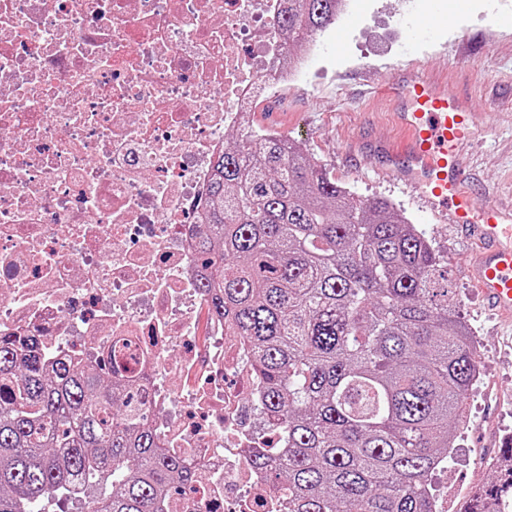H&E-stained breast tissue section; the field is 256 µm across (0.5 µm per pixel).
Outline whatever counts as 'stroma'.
<instances>
[{
	"label": "stroma",
	"mask_w": 512,
	"mask_h": 512,
	"mask_svg": "<svg viewBox=\"0 0 512 512\" xmlns=\"http://www.w3.org/2000/svg\"><path fill=\"white\" fill-rule=\"evenodd\" d=\"M434 11L450 17L448 27L415 32L413 22ZM352 12L358 22L344 40L327 30L325 53L307 80L267 99L253 122L300 142L312 161L359 196L395 203L447 258L460 315L475 336L479 378L467 396L468 426L433 480L437 512H466L473 488L492 475L488 463L501 440L512 438V317L477 288L473 239L381 174L368 148L399 141L400 134L373 91L402 70L447 78L479 117L457 147L476 203H512V0H357Z\"/></svg>",
	"instance_id": "35a3bbf8"
}]
</instances>
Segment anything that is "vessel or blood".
I'll return each instance as SVG.
<instances>
[{"instance_id": "b4317fda", "label": "vessel or blood", "mask_w": 512, "mask_h": 512, "mask_svg": "<svg viewBox=\"0 0 512 512\" xmlns=\"http://www.w3.org/2000/svg\"><path fill=\"white\" fill-rule=\"evenodd\" d=\"M389 96L405 138L396 146L376 144V152L388 159L391 175L478 241L471 274L488 301L511 315L512 211L495 202L475 207L455 151L456 143L474 127V113L454 92L435 88L426 79L396 82Z\"/></svg>"}]
</instances>
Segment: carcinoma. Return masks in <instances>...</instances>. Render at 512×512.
Wrapping results in <instances>:
<instances>
[{"mask_svg": "<svg viewBox=\"0 0 512 512\" xmlns=\"http://www.w3.org/2000/svg\"><path fill=\"white\" fill-rule=\"evenodd\" d=\"M300 50L342 0H281ZM199 288L254 350L272 428L287 448L251 467L288 512H437L429 477L448 463L476 347L431 234L364 199L302 147L247 125L213 162ZM0 336V512H45L84 485L89 512H169L199 478L168 454L137 388ZM467 512H512V447Z\"/></svg>", "mask_w": 512, "mask_h": 512, "instance_id": "cac0c4a2", "label": "carcinoma"}]
</instances>
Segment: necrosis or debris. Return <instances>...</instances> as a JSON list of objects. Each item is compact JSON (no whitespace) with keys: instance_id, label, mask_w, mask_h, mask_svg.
Masks as SVG:
<instances>
[{"instance_id":"4bbe7bcc","label":"necrosis or debris","mask_w":512,"mask_h":512,"mask_svg":"<svg viewBox=\"0 0 512 512\" xmlns=\"http://www.w3.org/2000/svg\"><path fill=\"white\" fill-rule=\"evenodd\" d=\"M280 0H0V336L143 390L200 478L173 512H282L253 351L194 260L214 158L323 51Z\"/></svg>"}]
</instances>
